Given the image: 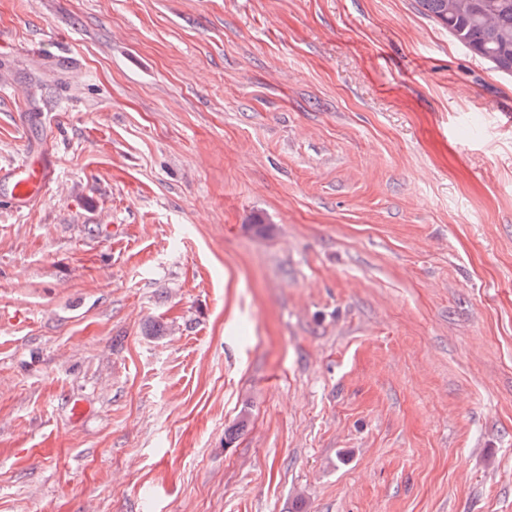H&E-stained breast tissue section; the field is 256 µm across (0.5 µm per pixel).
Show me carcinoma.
<instances>
[{"label": "carcinoma", "mask_w": 512, "mask_h": 512, "mask_svg": "<svg viewBox=\"0 0 512 512\" xmlns=\"http://www.w3.org/2000/svg\"><path fill=\"white\" fill-rule=\"evenodd\" d=\"M419 9L498 73L512 76V0H417Z\"/></svg>", "instance_id": "1"}]
</instances>
